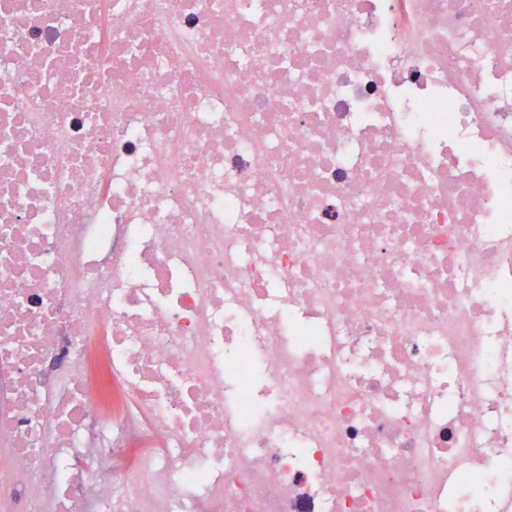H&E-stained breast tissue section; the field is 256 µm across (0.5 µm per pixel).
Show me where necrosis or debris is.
<instances>
[{
    "label": "necrosis or debris",
    "instance_id": "necrosis-or-debris-1",
    "mask_svg": "<svg viewBox=\"0 0 512 512\" xmlns=\"http://www.w3.org/2000/svg\"><path fill=\"white\" fill-rule=\"evenodd\" d=\"M0 512H512V0H0Z\"/></svg>",
    "mask_w": 512,
    "mask_h": 512
}]
</instances>
